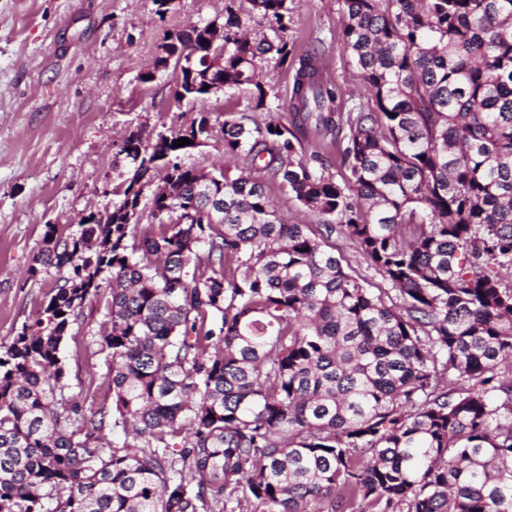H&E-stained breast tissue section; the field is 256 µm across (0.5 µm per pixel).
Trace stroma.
Masks as SVG:
<instances>
[{"mask_svg":"<svg viewBox=\"0 0 512 512\" xmlns=\"http://www.w3.org/2000/svg\"><path fill=\"white\" fill-rule=\"evenodd\" d=\"M245 16L250 38L268 35L248 18L247 0H0V343H9L45 306L55 269H34L46 225L66 236L83 216L111 209L118 147L129 131L166 132L189 125L201 108L173 98L169 71L142 82L166 35L193 23ZM296 54L315 49L324 73L358 99L370 93L342 41L338 0H296ZM293 67L267 55L258 74L270 103L287 107ZM108 325L104 297L87 298L60 347L67 400L111 403L100 338Z\"/></svg>","mask_w":512,"mask_h":512,"instance_id":"35a3bbf8","label":"stroma"}]
</instances>
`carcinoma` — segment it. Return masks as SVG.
Returning <instances> with one entry per match:
<instances>
[{
	"mask_svg": "<svg viewBox=\"0 0 512 512\" xmlns=\"http://www.w3.org/2000/svg\"><path fill=\"white\" fill-rule=\"evenodd\" d=\"M248 2L272 38L228 6L221 52L205 23L155 62L179 47V103L212 96L211 67L249 90L260 119L222 125L241 165L181 163L207 112L132 131L112 211L46 225L31 273L62 284L0 346V512H512V0H341L372 93L352 105L291 56L293 3ZM271 52L298 65L289 128L257 78ZM312 121L340 182L300 155ZM257 167L320 223H283ZM155 170L153 222H131ZM336 232L400 303L346 271ZM105 282L112 406L87 409L60 398L59 350Z\"/></svg>",
	"mask_w": 512,
	"mask_h": 512,
	"instance_id": "obj_1",
	"label": "carcinoma"
}]
</instances>
